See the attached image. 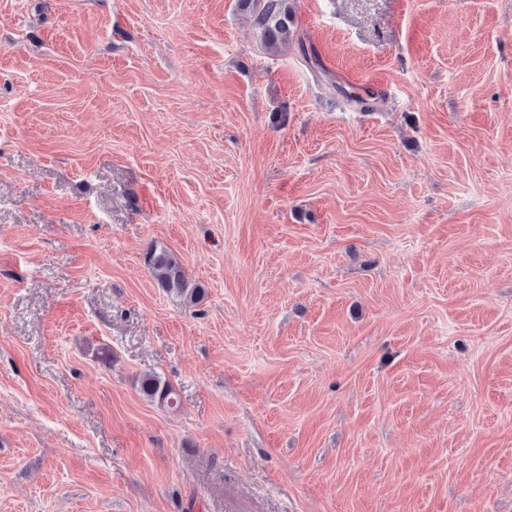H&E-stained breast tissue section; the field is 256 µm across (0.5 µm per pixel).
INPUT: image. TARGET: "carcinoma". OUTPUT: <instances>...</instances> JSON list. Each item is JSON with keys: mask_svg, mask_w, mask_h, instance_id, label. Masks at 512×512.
Segmentation results:
<instances>
[{"mask_svg": "<svg viewBox=\"0 0 512 512\" xmlns=\"http://www.w3.org/2000/svg\"><path fill=\"white\" fill-rule=\"evenodd\" d=\"M240 5L254 17L261 39L270 51L296 44L304 52V41L297 35L290 0H240ZM145 263L155 285L167 295L185 305L198 304L205 290L192 282L179 258L164 247L152 245L146 252ZM139 390L150 402L174 409L178 396L170 383L155 375H145Z\"/></svg>", "mask_w": 512, "mask_h": 512, "instance_id": "1", "label": "carcinoma"}]
</instances>
